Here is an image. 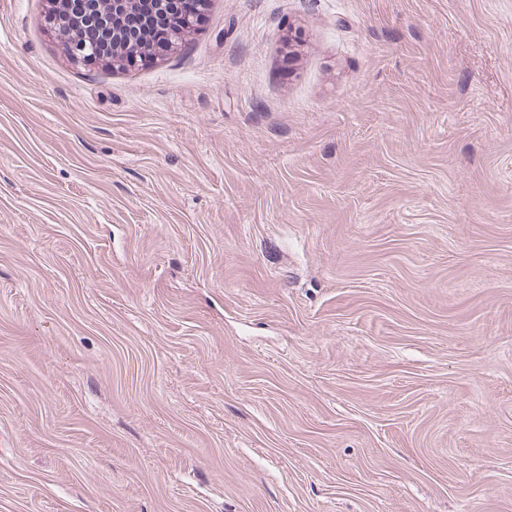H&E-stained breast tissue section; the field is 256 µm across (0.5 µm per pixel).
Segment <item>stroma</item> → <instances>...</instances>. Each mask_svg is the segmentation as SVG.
Here are the masks:
<instances>
[{"mask_svg": "<svg viewBox=\"0 0 512 512\" xmlns=\"http://www.w3.org/2000/svg\"><path fill=\"white\" fill-rule=\"evenodd\" d=\"M0 0V512H512V0H210L157 62Z\"/></svg>", "mask_w": 512, "mask_h": 512, "instance_id": "stroma-1", "label": "stroma"}]
</instances>
